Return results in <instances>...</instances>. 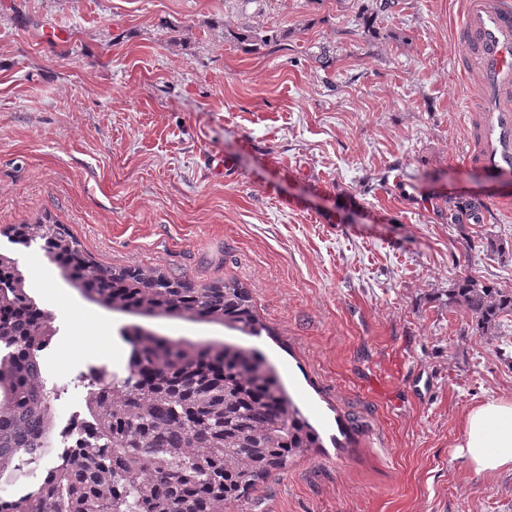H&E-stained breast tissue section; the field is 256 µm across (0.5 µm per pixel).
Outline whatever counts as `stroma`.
<instances>
[{
    "mask_svg": "<svg viewBox=\"0 0 512 512\" xmlns=\"http://www.w3.org/2000/svg\"><path fill=\"white\" fill-rule=\"evenodd\" d=\"M459 18L460 0H0V252L58 329L56 423L92 372L123 374L135 322L261 350L323 438L226 512H512L511 470L453 454L470 405L512 397V316L497 339L448 305L465 275L512 288V185L460 156ZM259 25L281 38L254 53L234 35ZM471 197L487 212L452 223ZM46 216L101 265L238 283L269 334L86 300L9 237Z\"/></svg>",
    "mask_w": 512,
    "mask_h": 512,
    "instance_id": "35a3bbf8",
    "label": "stroma"
}]
</instances>
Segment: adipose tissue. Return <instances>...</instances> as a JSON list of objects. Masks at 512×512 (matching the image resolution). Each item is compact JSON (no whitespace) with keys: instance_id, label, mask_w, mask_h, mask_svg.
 Returning a JSON list of instances; mask_svg holds the SVG:
<instances>
[{"instance_id":"ef3b65f1","label":"adipose tissue","mask_w":512,"mask_h":512,"mask_svg":"<svg viewBox=\"0 0 512 512\" xmlns=\"http://www.w3.org/2000/svg\"><path fill=\"white\" fill-rule=\"evenodd\" d=\"M457 452L480 474L512 470V398L495 396L471 405Z\"/></svg>"}]
</instances>
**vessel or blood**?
<instances>
[{
	"mask_svg": "<svg viewBox=\"0 0 512 512\" xmlns=\"http://www.w3.org/2000/svg\"><path fill=\"white\" fill-rule=\"evenodd\" d=\"M453 38L460 74L472 83L463 159L512 182V0H463Z\"/></svg>",
	"mask_w": 512,
	"mask_h": 512,
	"instance_id": "1",
	"label": "vessel or blood"
}]
</instances>
